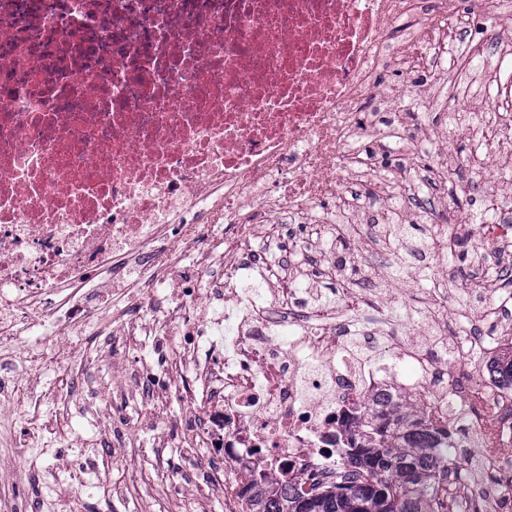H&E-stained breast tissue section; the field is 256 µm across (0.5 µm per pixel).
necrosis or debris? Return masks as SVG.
Wrapping results in <instances>:
<instances>
[{
  "mask_svg": "<svg viewBox=\"0 0 512 512\" xmlns=\"http://www.w3.org/2000/svg\"><path fill=\"white\" fill-rule=\"evenodd\" d=\"M463 21L462 0H0V512H39L14 488L55 428L41 370L89 348L111 361L118 336L155 339L157 365L113 375L140 418L159 420L169 394L182 404L178 439L154 440L193 464L162 473L171 497L199 483L236 512L256 473L333 483L364 407L403 398L473 428L498 512L512 497V385L489 373L504 342L487 327L512 318V291L452 334L448 291L433 290L417 333L457 344L442 369L403 339L392 297L362 302L336 264L348 241L388 264V225L413 222L430 225L422 252L445 267L467 230L445 221L449 176L512 163V110L495 112L496 152L462 156L448 133L471 114L447 90L443 124L423 133L398 109L406 86L380 80L439 77ZM423 39L420 62L408 49ZM487 209L466 294L488 286V266H512V219L497 196ZM119 279L121 301L101 308ZM370 342L391 361L364 357Z\"/></svg>",
  "mask_w": 512,
  "mask_h": 512,
  "instance_id": "1",
  "label": "necrosis or debris"
}]
</instances>
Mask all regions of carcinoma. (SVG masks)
<instances>
[{
	"instance_id": "cac0c4a2",
	"label": "carcinoma",
	"mask_w": 512,
	"mask_h": 512,
	"mask_svg": "<svg viewBox=\"0 0 512 512\" xmlns=\"http://www.w3.org/2000/svg\"><path fill=\"white\" fill-rule=\"evenodd\" d=\"M459 430L405 399L370 409L346 450L347 470L336 483L305 490L252 477L238 495L249 512H483L474 499L444 488L448 470L472 473L452 461Z\"/></svg>"
}]
</instances>
